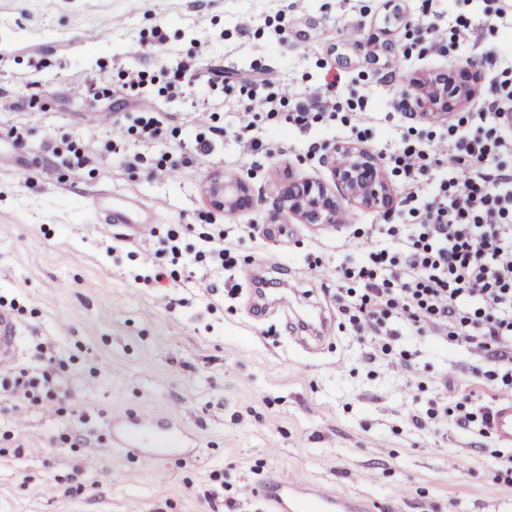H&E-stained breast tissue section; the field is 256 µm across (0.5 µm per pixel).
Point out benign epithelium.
Here are the masks:
<instances>
[{
	"label": "benign epithelium",
	"mask_w": 512,
	"mask_h": 512,
	"mask_svg": "<svg viewBox=\"0 0 512 512\" xmlns=\"http://www.w3.org/2000/svg\"><path fill=\"white\" fill-rule=\"evenodd\" d=\"M474 77L466 68L448 73L421 74L411 78L408 96L427 119H439L470 101ZM323 162L331 171L336 190L313 180L293 181L280 196V204L304 224H335L345 200L374 210L392 205L389 182L380 158L350 141L327 147ZM211 195L218 208L242 209L253 205L249 187L228 178L216 184Z\"/></svg>",
	"instance_id": "benign-epithelium-1"
}]
</instances>
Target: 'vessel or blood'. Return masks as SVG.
Masks as SVG:
<instances>
[{"label": "vessel or blood", "instance_id": "obj_1", "mask_svg": "<svg viewBox=\"0 0 512 512\" xmlns=\"http://www.w3.org/2000/svg\"><path fill=\"white\" fill-rule=\"evenodd\" d=\"M18 331L13 316L0 310V369L11 365L17 355ZM491 431L498 443L512 446V398L498 402L492 414ZM118 447L154 448L156 456H166L169 449L182 445L183 436L174 427L157 432L153 416L129 419L127 427L114 431ZM270 512H364L362 501L353 495L330 493L299 481L279 482L272 486Z\"/></svg>", "mask_w": 512, "mask_h": 512}]
</instances>
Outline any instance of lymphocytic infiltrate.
<instances>
[{
    "label": "lymphocytic infiltrate",
    "instance_id": "obj_1",
    "mask_svg": "<svg viewBox=\"0 0 512 512\" xmlns=\"http://www.w3.org/2000/svg\"><path fill=\"white\" fill-rule=\"evenodd\" d=\"M421 0L413 19L416 44L438 54L462 47L489 75L477 85V125L465 120L445 134L408 127L400 144L386 155L400 194L398 221L383 225L379 236L360 240L361 259L340 267L336 292L339 313L356 331L375 340L367 354L387 371L407 368L409 354L400 349L389 321L408 323L448 347H462L489 360L482 378L496 382L498 395L512 394V64L495 51L479 47L483 20H512L502 0H481V9L458 13L453 20ZM225 86H238L241 98L232 134L245 154L268 153L266 126L287 124L349 127L356 138L371 140L374 126L389 121V112L369 108L364 96L345 97L332 80L303 88L259 69L242 76L225 69ZM235 242L224 232L202 235L193 263L227 272V296L240 285ZM54 356L44 367L23 369L0 379V390L46 409L61 399L53 381ZM474 392L438 395L427 402L419 425L453 420L465 432L490 435L493 404L476 405Z\"/></svg>",
    "mask_w": 512,
    "mask_h": 512
}]
</instances>
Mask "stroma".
Listing matches in <instances>:
<instances>
[{"instance_id": "35a3bbf8", "label": "stroma", "mask_w": 512, "mask_h": 512, "mask_svg": "<svg viewBox=\"0 0 512 512\" xmlns=\"http://www.w3.org/2000/svg\"><path fill=\"white\" fill-rule=\"evenodd\" d=\"M277 8L276 0H0V300L16 304V368L38 366L43 349L65 364L56 373L61 413L0 394V427L23 412L25 445L18 457L0 441V512H225L230 500L235 512H266L273 481L289 479L357 495L370 512H512V484L489 474L494 438L411 420L447 382L490 402L478 358L401 323L410 361L396 375L367 363L369 337L340 325L336 271L353 257L352 232H374L395 213L347 202L349 219L336 228L277 207L289 180L331 183L311 146L335 143L333 130L278 127L271 155L247 158L233 138L218 139L211 156L183 164L200 108L236 123L237 93L207 83L227 66L243 75L266 67L297 86L338 73L343 95L366 96L378 112L390 88L417 74L479 66L463 48L391 70L408 37L382 0H298L276 31L265 19ZM352 23L366 49L343 40ZM183 62L198 78L173 93L136 101L117 91L122 71ZM85 83L95 85L96 104L77 95ZM146 108L168 138H133L112 154L114 121ZM411 125L447 127L402 110L369 150L391 152ZM67 140L89 158L81 170L54 153ZM159 161L177 177L156 173ZM225 177L247 182L252 207L211 204V182ZM105 208L127 225L102 232ZM170 224L189 225L190 246L220 227L237 240L249 277L235 298L225 297L221 275L202 269L188 281L142 282ZM243 224L261 225L259 238L242 235ZM307 313L333 323L314 352L294 339L292 324ZM146 412L179 422L190 447L159 460L113 446V418ZM72 429L84 447L50 444Z\"/></svg>"}]
</instances>
